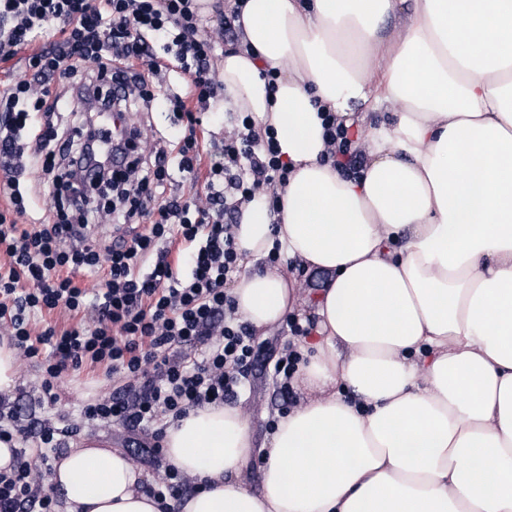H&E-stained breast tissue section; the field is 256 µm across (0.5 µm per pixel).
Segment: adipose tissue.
Returning a JSON list of instances; mask_svg holds the SVG:
<instances>
[{
	"instance_id": "ef3b65f1",
	"label": "adipose tissue",
	"mask_w": 512,
	"mask_h": 512,
	"mask_svg": "<svg viewBox=\"0 0 512 512\" xmlns=\"http://www.w3.org/2000/svg\"><path fill=\"white\" fill-rule=\"evenodd\" d=\"M245 2L222 93L292 172L279 218L244 208L231 294L262 336L297 282L259 258L277 244L326 275L297 345L315 397L259 448L238 406L168 424L167 461L199 485L177 512H512V0ZM322 106L357 124L359 178L322 162ZM146 482L93 437L49 479L63 512H164Z\"/></svg>"
}]
</instances>
